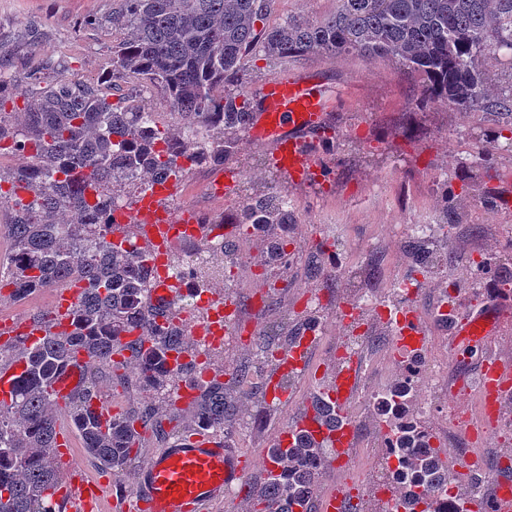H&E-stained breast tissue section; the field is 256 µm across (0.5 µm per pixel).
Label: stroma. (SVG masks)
I'll return each instance as SVG.
<instances>
[{"label":"stroma","mask_w":512,"mask_h":512,"mask_svg":"<svg viewBox=\"0 0 512 512\" xmlns=\"http://www.w3.org/2000/svg\"><path fill=\"white\" fill-rule=\"evenodd\" d=\"M113 5V0H0V33L11 35L27 22L41 23L49 32L42 53L69 61L73 78L93 81L110 64L112 34L81 28L80 23L105 16ZM285 75L332 93L319 133L330 139L323 157L334 169L333 178L317 176L309 184H295L276 170L270 146L244 135L223 166L193 168L162 201L163 207L187 220L220 218L234 228L227 241L235 256L224 260V278L211 291L213 297L229 300L234 333L227 345L204 347L205 364L213 375H231L243 364L257 373H272L273 363L265 362L258 351L259 337L288 336L312 307L318 310L320 335H353V328L338 318L354 297L348 282L330 264L321 278L308 277V255L318 244L340 256L355 246H373L391 258L398 278L417 286L426 309L452 283V269L445 266L427 276L412 271L401 227L442 224V192L465 196L464 223L485 227L483 236L475 237L442 225L443 246L452 259L465 261L477 249L503 251L512 242V201L505 198L512 191V148L488 146L477 195L468 196L463 186L473 142L512 125L511 113L481 109L463 114L444 103L420 106L419 80L404 75L392 62L356 55H316L279 63L256 58L244 66L243 87L255 97L269 79ZM452 137L459 144L453 155L448 152ZM253 193L282 194L290 201L296 224L288 250L296 259L289 270L262 266L263 237L237 222L244 195ZM335 366V348L318 344L306 370L287 381L291 401L271 402L260 394L242 397L231 444L247 461L246 480L253 487L267 480L265 460L277 434L291 418L309 410L313 393L330 381ZM70 448L76 469L101 487L98 512H121L113 498L133 492L132 472L113 476L93 461L79 439H72Z\"/></svg>","instance_id":"1"}]
</instances>
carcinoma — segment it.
I'll return each mask as SVG.
<instances>
[{"instance_id": "cac0c4a2", "label": "carcinoma", "mask_w": 512, "mask_h": 512, "mask_svg": "<svg viewBox=\"0 0 512 512\" xmlns=\"http://www.w3.org/2000/svg\"><path fill=\"white\" fill-rule=\"evenodd\" d=\"M106 27L117 36L112 69L97 81L66 75L65 63L40 53L48 37L37 22L18 39L31 56L16 77L18 55L0 41V148L26 162L0 169V198L9 252L0 263V288L26 301L44 288L87 282L74 307L73 331L47 332L38 341L0 344V361L22 360L26 370L15 397L0 405V512H61L49 489L60 485L55 464L59 405L56 376L86 353L81 385L69 397L68 418L83 448L102 467L124 473L142 447L141 430L165 439V422L176 417L154 405L103 422L90 410L112 386L113 355L128 352L123 386L165 390L195 372L191 362L165 368L167 351H187L178 308L192 299L177 294L164 311L152 304L147 249L130 237L116 243L102 216L121 203L132 206L159 181L186 177L193 167L222 165L248 127L253 101L243 89V62L319 54L355 53L393 61L422 83L426 102L444 100L462 111L512 112V83L492 95L479 66L499 57L512 71V0H336V12L321 20L291 17L265 24L275 0H117ZM135 79L161 90L182 126L171 128L124 91ZM224 85V95L213 89ZM117 100H112V97ZM446 223H458L465 201L442 197ZM238 223L268 237L266 261L290 263L288 230L294 225L286 197L245 196ZM433 242L415 240L410 255L424 272ZM127 340H122V337ZM191 422L227 431L241 412L231 387L214 377L197 387ZM412 375L392 380L373 401L375 416L390 427L394 456L408 480L399 486L396 512H416L436 497L448 478V456L431 445L432 435L416 415ZM279 472L255 495L254 512H311V498L324 466V447L300 440L272 448Z\"/></svg>"}]
</instances>
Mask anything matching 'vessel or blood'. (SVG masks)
Segmentation results:
<instances>
[{"label": "vessel or blood", "mask_w": 512, "mask_h": 512, "mask_svg": "<svg viewBox=\"0 0 512 512\" xmlns=\"http://www.w3.org/2000/svg\"><path fill=\"white\" fill-rule=\"evenodd\" d=\"M262 111L252 113L248 125L250 138L260 144H271L276 167L294 183L310 181L316 164V151L307 149L306 136L317 133L326 114L327 101L312 93L301 79L273 78L261 90ZM162 195L150 191L124 214L128 224H141L145 232L141 245L149 252H157L175 243L182 232L202 236V225L184 226L174 223L160 207ZM85 286L84 281H72L69 287L57 289L48 321L37 319L0 320V339L36 340L46 331H71L72 311ZM512 308V296L501 295L492 302L472 309L451 327L448 338L453 348L466 350L478 345L490 349L502 331L504 312ZM398 336L401 346L414 353H423L429 344L422 322L407 311H400ZM307 366L303 345L283 352L277 363V375L292 376ZM492 381L488 390L495 406L512 400V360L492 359ZM24 366L19 362L0 363V403H10L15 381ZM81 379L78 366H68L56 379L54 390L58 397H66L75 390ZM358 389L355 367L337 364L325 392L336 411L335 423L320 420L315 411L289 423L275 443L292 444L297 433L307 434L316 442L333 448L345 447L353 431L349 408ZM245 482V468L235 449L229 448L223 435L202 431L187 438L168 443L160 454L143 463L134 474L135 492L123 496V512H207L215 501L224 498L233 488ZM101 497L100 487L71 472L64 485L53 492L54 501L63 512H91Z\"/></svg>", "instance_id": "b4317fda"}]
</instances>
